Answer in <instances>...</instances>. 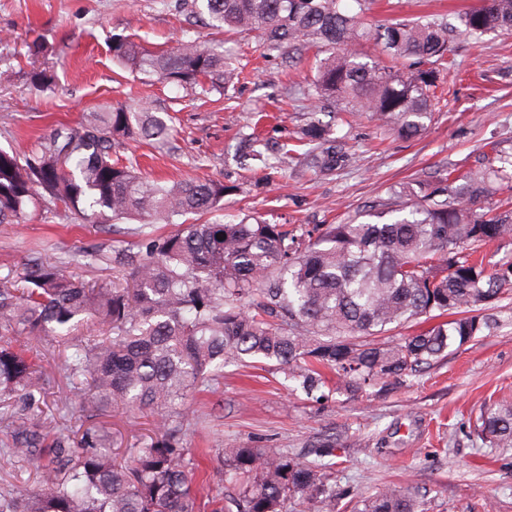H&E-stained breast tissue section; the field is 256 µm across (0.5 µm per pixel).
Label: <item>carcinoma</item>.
<instances>
[{
  "instance_id": "carcinoma-1",
  "label": "carcinoma",
  "mask_w": 512,
  "mask_h": 512,
  "mask_svg": "<svg viewBox=\"0 0 512 512\" xmlns=\"http://www.w3.org/2000/svg\"><path fill=\"white\" fill-rule=\"evenodd\" d=\"M355 3L356 12L342 0L190 4L218 31L259 30L274 47L311 41L329 51L310 88L319 117L300 137L317 144L306 159L322 173L351 161L333 136L337 109L412 138L432 121L436 89L451 75L443 67L450 52L445 18L372 24L363 19L371 0ZM457 18L464 35L511 32L512 0H479ZM358 41L374 43L390 63L349 53ZM112 56L136 76L203 95L240 79L221 46L207 42L153 51L119 36ZM172 131L169 113L151 102L113 104L76 125H56L23 153L0 149V224L25 222L40 202L81 219L145 224L224 209L231 188L220 180L149 181L133 162L112 158L130 140H164ZM260 157L251 137L235 153L243 169ZM498 162L402 183L337 224L192 221L124 248L98 243L84 251L122 272V284L85 283L39 252L0 276L5 452L19 461L42 457L37 490H0V512H204L192 490L199 466L178 434L194 419L189 398L221 384L224 366L264 362L284 374V387L311 399L326 397L328 371L339 393H385L491 335L497 319L489 311L512 291V258L483 254L490 244L512 242V208L494 201L512 191V158ZM90 320L100 335H78ZM19 337L64 345L68 375L91 392V407L148 409L155 436L124 449L119 461L109 440L89 427L76 442L56 438L43 454L51 381L33 355L13 345ZM473 433L492 448H511L512 401L483 407ZM222 458L237 492L224 496L219 512H336L329 463L270 447L233 446ZM351 512L425 508L411 492L386 486L358 498Z\"/></svg>"
}]
</instances>
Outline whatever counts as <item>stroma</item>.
<instances>
[{
	"label": "stroma",
	"mask_w": 512,
	"mask_h": 512,
	"mask_svg": "<svg viewBox=\"0 0 512 512\" xmlns=\"http://www.w3.org/2000/svg\"><path fill=\"white\" fill-rule=\"evenodd\" d=\"M479 0H375L368 22L456 17ZM207 16L190 14L181 0H0V148L22 152L56 124H75L106 102L147 101L167 108L176 135L160 143L132 142L123 159L140 164L144 177L173 182L213 178L230 185L224 211L272 224H333L386 196L390 186L445 171L463 174L494 154L512 156V34L478 39L457 36L459 74L437 90L440 103L429 128L402 139L369 117L338 125L351 166L320 175L305 166L270 174L240 170L234 155L243 135L260 129L268 149L285 147L301 157L299 132L312 110L303 88L317 72L319 45L274 49L253 30L224 38V53L242 67L239 83L198 99L175 85L145 83L112 57V39L132 36L151 49L208 39ZM47 55L33 56V42ZM50 69L51 86H32V67ZM181 218L142 226L118 219L111 230L73 219L62 208L33 209L22 224H0V275L21 268L34 251L67 266L82 280H104L105 264H85L84 247L101 242L124 246L141 233L179 229ZM493 335L468 343L408 387L378 396L329 395L308 400L282 385L271 366H228L217 389L197 392L191 422L179 432L195 456L211 496L228 489L217 451L232 445H270L313 460L317 439L333 435L332 479L337 491L368 495L389 485L418 490L426 512H512V448H490L472 433L480 408L512 400V296L499 302ZM37 363L52 378L44 416L53 436H80L97 426L118 446L147 437L148 411L113 406L90 417L86 394L67 378L59 349L45 338L33 346ZM0 429V486L30 492L35 462L5 451Z\"/></svg>",
	"instance_id": "35a3bbf8"
}]
</instances>
